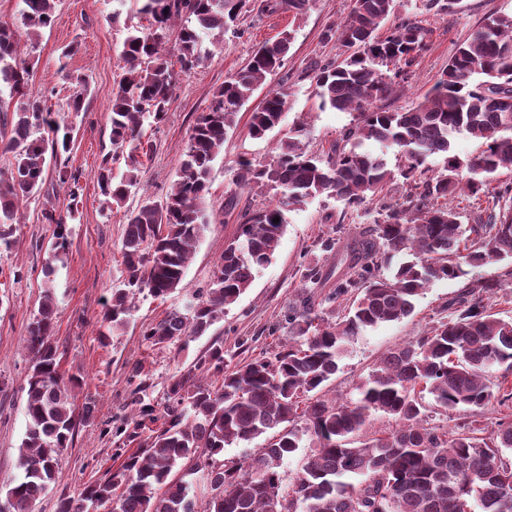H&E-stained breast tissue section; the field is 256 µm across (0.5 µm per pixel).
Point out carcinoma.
Wrapping results in <instances>:
<instances>
[{"label": "carcinoma", "mask_w": 512, "mask_h": 512, "mask_svg": "<svg viewBox=\"0 0 512 512\" xmlns=\"http://www.w3.org/2000/svg\"><path fill=\"white\" fill-rule=\"evenodd\" d=\"M58 0H22L20 23L28 37L50 26ZM148 26H129L120 56L125 73L109 109L112 151L126 157L128 170L116 176L108 163L98 169L104 203L121 205L141 190L139 158L147 154L144 122L164 121L179 73L211 57L209 32L235 26L245 0H133ZM314 0H274L263 8L305 13ZM395 0H353L347 17L329 28L339 60L315 74L319 107L355 112L357 125L321 157L308 148L307 124L299 121L279 138L276 154L264 163L238 162L235 183L270 187L277 204L243 215L194 300L173 306L141 331L152 345L187 344L204 335L250 288L257 271L276 254L291 205L325 195L357 208L380 197L394 178L380 157L363 150L366 141L394 148L405 158L401 201L384 205L373 233L341 254L353 273L304 267L303 278L319 283L336 276L320 302L304 301L285 320L282 349L243 364L224 363L215 346L173 377L162 403L145 400L141 368L131 370L135 406L130 419L112 427L120 465L84 486L78 496H62L56 512H88L87 504L118 503V512H512V421L482 435L476 421L440 430L429 426V408L475 412L491 401L512 400L505 382L512 374V319L482 305V295L504 287L479 281L448 303V318L429 332L389 351L366 379L355 401L325 398L324 388L339 369L355 337L380 323L397 322L414 311V300L436 280H453L466 266L512 259V186H493L512 167V16L495 15L474 27L449 59L434 86L415 106L395 111L377 105L410 78L409 67L428 46L429 30L414 16L388 24ZM177 30L180 71L166 45ZM291 31L263 44L240 71L227 77L195 119L169 191L146 198L125 225L121 241V285L112 288L101 317L103 340L124 330L142 294L162 301L183 289L191 256L208 222L212 163L236 125L240 108L284 65ZM31 66L18 37L0 25V253L11 252L20 207L46 183L68 190L66 211L44 210L54 225L53 243L42 272L63 261L71 245L70 224L79 214V174L50 161L70 150L73 126L54 116L44 101L27 93ZM85 88L75 79L68 111L84 108ZM288 91L271 89L251 113L249 130L263 138L282 125ZM459 134L481 141L482 150L465 163L451 154ZM445 156L443 170L428 174L427 159ZM485 200V217L463 224L447 203L459 193ZM279 222H273V219ZM412 259L389 275L377 273L389 255ZM349 301L340 321L325 317L324 304ZM57 307L53 289L44 290L37 314L25 330L29 367L24 378L26 430L19 448V474L5 483L0 503L8 512H34L55 480L58 456L79 429L94 424V406L76 405L74 378L65 377L54 341ZM216 382H210L211 377ZM431 401H426V396ZM399 422L387 437L352 442L373 414ZM316 448L300 469L285 477L284 465L300 448L297 421ZM264 448L239 460L225 448L267 432ZM137 449L126 453V447ZM205 475L207 495L199 499L181 472Z\"/></svg>", "instance_id": "obj_1"}]
</instances>
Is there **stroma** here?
<instances>
[{
    "label": "stroma",
    "instance_id": "1",
    "mask_svg": "<svg viewBox=\"0 0 512 512\" xmlns=\"http://www.w3.org/2000/svg\"><path fill=\"white\" fill-rule=\"evenodd\" d=\"M425 0H396L397 16L416 14L429 31V48L411 68L408 84L397 88L383 105L387 109L411 108L436 82L457 48L472 28L491 14L512 15V0H461L454 12L435 14L424 10ZM263 0H246L237 28L215 39L213 55L180 81L159 125L145 126L143 141L148 150L139 176L148 194L160 197L170 188L179 160L186 148L196 116L207 107L212 93L224 80L246 65L252 52L280 32L293 30L294 40L285 63L265 86L259 87L240 109L237 125L224 141V149L211 172L209 226L188 266L185 287L164 303L141 298L126 329L112 343L101 342L99 320L121 270V240L127 219L141 201L134 194L120 207L105 208L96 173L104 155L111 153L107 113L112 90L123 74L120 58L127 24H141V17L121 10L118 0H59L52 24L29 48L33 68L28 92L42 97L52 110L62 109L73 91L71 76L82 78L86 86V106L74 120L71 149L65 159L79 171L82 187L79 220L71 226V246L52 279H45L42 266L52 244V225L44 223L46 204L65 210L64 189L51 192L48 200L26 204L17 226L16 245L11 253L0 254V484L16 475L18 448L25 434L26 396L21 390L28 368L23 350L25 328L36 314L46 286H53L58 315L55 339L62 354L66 375L82 383L76 391L77 403L92 402L95 423L80 429L69 448L58 458L56 479L37 502L35 512H55L61 495H77L86 484L118 466L111 436L106 427L132 415L128 374L142 366L153 398H162L170 379L203 355L211 344L224 347V359L236 364L279 350L285 336L276 326L289 308L303 296L321 300L331 291L332 282L303 281V266L331 269V254L321 248L323 240L337 245L368 234L374 227L376 205L358 209L344 207L336 199L320 196L290 206L281 244L272 262L255 276L251 287L202 336L188 345L174 343L151 347L142 340L144 324L160 319L169 304H185L192 292L211 276L234 237L245 212L274 203L273 190L253 185L239 188L235 172L239 160L266 162L276 153L279 135L270 132L255 138L249 133L251 113L257 109L268 88L282 86L288 91L285 123L306 122L311 151L327 154L345 131L356 123L352 112L322 110L315 96V72L336 58L335 42L325 40L329 26L339 24L351 8V0H315L305 14L285 10L262 11ZM121 21H113V11ZM77 44L76 54L62 59L69 44ZM22 271L14 281V271ZM488 279L506 280L505 289L486 296L485 304L499 317L512 319V261L467 268L455 280L430 283L415 300L413 314L399 322L382 323L367 329L348 345L339 369L328 383L327 398L349 402L358 397L357 386L390 350L416 340L448 314V303L466 284Z\"/></svg>",
    "mask_w": 512,
    "mask_h": 512
}]
</instances>
